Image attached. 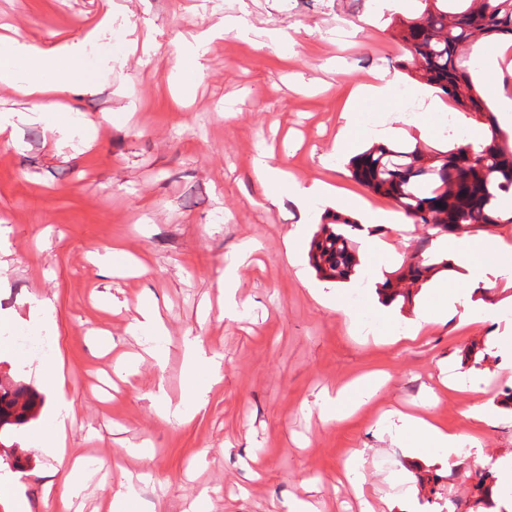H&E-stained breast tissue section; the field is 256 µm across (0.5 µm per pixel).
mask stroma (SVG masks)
Here are the masks:
<instances>
[{"mask_svg": "<svg viewBox=\"0 0 512 512\" xmlns=\"http://www.w3.org/2000/svg\"><path fill=\"white\" fill-rule=\"evenodd\" d=\"M111 12L112 24L85 55L74 84L112 73L94 93L67 103L80 116L66 139L59 116H25L27 100L0 89V116L16 138H0V320L11 331L48 329L46 357L0 352V373L38 386L39 368L61 367L74 418L65 446L131 471L141 469L135 448L153 452V476L137 496L117 497L112 475L95 472L78 498L61 504L45 497L42 477L55 462L42 449L49 407L0 454L20 459L27 512H285L307 497L317 512H361L360 497L378 494L404 512L414 497L418 512H448L449 494L475 502L477 464L512 457V411L484 424L465 415L491 406L495 381L512 388V367H502L493 341L512 336V302L484 293L483 321L464 311L406 337L418 307L392 304L389 317L373 306L363 256L350 283L317 275L309 243L322 217L361 221L363 210L395 211L394 202L356 182L354 155L375 143L382 124L409 143L413 121L399 105L362 106L348 152L334 137L354 86L375 75H397L398 95L415 81L395 40L398 13L376 14L370 0H0V53L9 37L51 46L76 40ZM240 16L243 33L215 37L211 27ZM266 150L270 165L301 182L335 188L336 202L301 212L289 199L267 200L254 162ZM302 235L285 253L283 238ZM429 230L422 224H385L379 236L397 270ZM258 249L239 266V316L224 314L218 280L241 244ZM121 247L144 266L131 276L104 267L100 254ZM358 296L348 320L337 301ZM155 304L167 332L153 336L130 325L143 302ZM396 333L390 344L382 337ZM198 338L223 358L224 380L199 378L205 404L182 421L158 413L159 403L187 408L186 341ZM162 349L161 361L144 356ZM482 361L478 385L442 382V369L468 370ZM370 372L387 374L383 386L353 415L324 419L321 408L338 387ZM437 394L432 416L466 437L453 458L419 462L393 435L398 415L421 410ZM482 450L473 459L470 442ZM360 452L363 496L346 479L348 459ZM403 473L404 489L393 488Z\"/></svg>", "mask_w": 512, "mask_h": 512, "instance_id": "stroma-1", "label": "stroma"}]
</instances>
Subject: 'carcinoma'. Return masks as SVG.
<instances>
[{"mask_svg":"<svg viewBox=\"0 0 512 512\" xmlns=\"http://www.w3.org/2000/svg\"><path fill=\"white\" fill-rule=\"evenodd\" d=\"M422 11L400 22L396 37L410 54L415 77L437 87L478 123L495 124L487 99L461 57V47L479 39L512 37V0H420ZM512 136L495 128V139L469 144L472 158L462 163L460 144L432 151L380 143L351 162L352 177L392 199L397 209L415 224L430 226L431 238L421 242L395 272L397 281L413 283L424 274L448 267L431 250L432 240L459 232H493L512 223ZM361 225L333 216L312 241L313 266L325 278L345 282L359 260L352 237ZM381 303L407 301L410 294L393 289L391 280L379 286ZM44 398L29 386L0 383V441L35 418Z\"/></svg>","mask_w":512,"mask_h":512,"instance_id":"1","label":"carcinoma"}]
</instances>
